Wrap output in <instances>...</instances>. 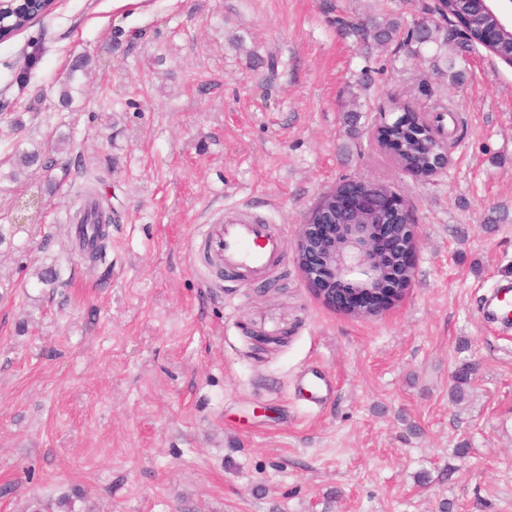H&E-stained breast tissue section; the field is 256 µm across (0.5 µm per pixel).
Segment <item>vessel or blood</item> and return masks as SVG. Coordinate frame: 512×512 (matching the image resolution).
Here are the masks:
<instances>
[{
	"label": "vessel or blood",
	"instance_id": "vessel-or-blood-1",
	"mask_svg": "<svg viewBox=\"0 0 512 512\" xmlns=\"http://www.w3.org/2000/svg\"><path fill=\"white\" fill-rule=\"evenodd\" d=\"M209 260L216 270H234L259 277L279 258L283 241L269 232L265 223L241 214L230 219L217 218L207 230Z\"/></svg>",
	"mask_w": 512,
	"mask_h": 512
}]
</instances>
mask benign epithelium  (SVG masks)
I'll return each instance as SVG.
<instances>
[{"label":"benign epithelium","mask_w":512,"mask_h":512,"mask_svg":"<svg viewBox=\"0 0 512 512\" xmlns=\"http://www.w3.org/2000/svg\"><path fill=\"white\" fill-rule=\"evenodd\" d=\"M476 13L491 19L490 41L512 35V0H472ZM428 112H402L382 120L381 135L373 130L377 147L394 164L416 179L443 174L451 154L443 150L429 160L426 172L412 171L399 161L397 126L430 124ZM394 213L392 224L382 222ZM419 225L412 207L395 191L366 179L344 180L323 191L305 215L296 234L293 262L314 295L335 313L378 319L407 296L414 281V256Z\"/></svg>","instance_id":"1"}]
</instances>
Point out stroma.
Segmentation results:
<instances>
[{"mask_svg":"<svg viewBox=\"0 0 512 512\" xmlns=\"http://www.w3.org/2000/svg\"><path fill=\"white\" fill-rule=\"evenodd\" d=\"M431 3L56 0L0 43V512L75 489V512H512V328L482 310L512 283V66L336 23ZM405 106L458 115L442 176L373 147ZM61 135L69 178L13 176ZM91 174L115 219L94 269L69 222ZM354 177L394 184L421 232L412 289L373 320L333 313L292 261L319 194ZM238 213L283 238L266 280L206 267V224ZM311 372L332 383L317 405ZM90 64L91 56L86 52L77 54L71 60L59 97V102L62 106L69 107L72 104L74 100L73 92L75 90L78 91V89L73 87L72 83L78 75H86L88 73Z\"/></svg>","mask_w":512,"mask_h":512,"instance_id":"stroma-1","label":"stroma"}]
</instances>
